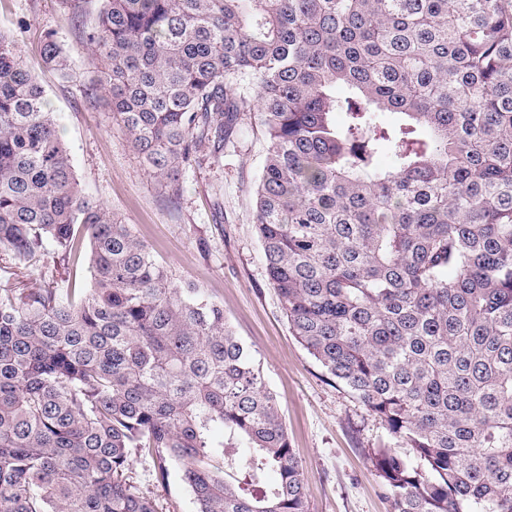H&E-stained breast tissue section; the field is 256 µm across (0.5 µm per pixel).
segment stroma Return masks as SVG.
I'll return each instance as SVG.
<instances>
[{"label":"stroma","instance_id":"obj_1","mask_svg":"<svg viewBox=\"0 0 512 512\" xmlns=\"http://www.w3.org/2000/svg\"><path fill=\"white\" fill-rule=\"evenodd\" d=\"M98 8V0H86L78 21L65 0H0V31L17 39L45 89L83 193L130 225L177 283L193 284L223 305L278 399L304 465L310 512H390L372 462L386 429L292 336L268 280L255 228L254 181L267 145L262 128L228 143L222 162L189 170L177 192L151 180L110 108L84 97L103 66L86 39ZM49 34L69 59L67 75L42 60ZM88 266L85 256L74 265L62 262L49 245L28 265L0 264V288L62 287L72 279L85 287ZM132 476L162 512H196L178 465L160 481L139 459Z\"/></svg>","mask_w":512,"mask_h":512}]
</instances>
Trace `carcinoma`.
<instances>
[{
  "instance_id": "cac0c4a2",
  "label": "carcinoma",
  "mask_w": 512,
  "mask_h": 512,
  "mask_svg": "<svg viewBox=\"0 0 512 512\" xmlns=\"http://www.w3.org/2000/svg\"><path fill=\"white\" fill-rule=\"evenodd\" d=\"M101 2L91 94L151 178L176 191L244 114L264 129L269 281L292 335L410 449L372 455L393 512H512V0ZM43 59L68 74L50 35ZM47 241L90 246V284L0 289V512H158L142 456L161 480L180 466L196 512H309L223 305L83 194L0 32V255Z\"/></svg>"
}]
</instances>
